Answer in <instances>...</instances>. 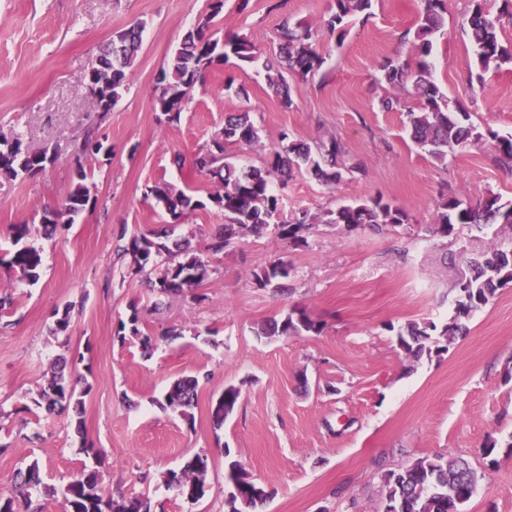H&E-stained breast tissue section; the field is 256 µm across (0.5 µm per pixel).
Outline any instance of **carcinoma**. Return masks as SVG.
<instances>
[{
  "instance_id": "1",
  "label": "carcinoma",
  "mask_w": 512,
  "mask_h": 512,
  "mask_svg": "<svg viewBox=\"0 0 512 512\" xmlns=\"http://www.w3.org/2000/svg\"><path fill=\"white\" fill-rule=\"evenodd\" d=\"M373 0H332L322 27L331 34L344 38L352 18L369 11ZM444 0H423V7L414 31L413 45L418 57L416 67L387 63L384 78L392 86L412 87L418 107L406 112V129L417 148L437 162L445 163L448 155L455 154L483 139L470 123L467 112H452L444 94L432 79L428 57L432 53L433 36L443 28ZM473 7L463 23L475 52L476 63L483 71L512 67V44L499 37L501 16L493 15L483 0H472ZM224 0H209L207 12L197 25L187 32L180 46L173 52L167 69L158 78L159 93L154 108L172 124L180 120L189 93L205 72L214 65L224 64L230 57L253 63L258 49L246 37L232 35L219 40L209 34L214 20L223 12ZM143 26L133 24L119 32L97 55L92 73H83L81 80L91 90L94 110L106 114L121 97L126 73L131 68L142 46ZM318 31L297 22H284L280 29V62H265V80L281 104L292 103L288 75L301 78L315 75L325 63L316 48ZM492 147L498 158L512 162V134L493 135ZM259 127L249 113L236 112L224 119V128L196 153L193 166L211 177L216 190L209 200L224 210V225L212 237L207 251L220 253L246 236H261L273 231L282 241L298 246L306 242L305 234L317 223L333 224L351 232L369 228L385 232L408 223L407 213L391 201L381 197L360 199L341 205L320 215L308 209L286 213L282 207L283 192L295 173L310 174L327 185H336L352 174L340 144L332 139L325 143L292 140L282 134L278 147L272 149L259 166L241 168L232 161L227 147L231 144L254 146L260 142ZM77 169L72 189L61 204L46 208L40 219L38 233L53 235L58 228L75 223L90 203L86 185L88 173L84 162H103L111 159L112 148L99 138L95 129L87 130L79 148ZM54 156L46 147L34 148L25 143L20 134H0V178L16 180L33 176L52 163ZM145 197L161 205L174 223L179 224L191 212L204 207L195 195L177 189L164 181L149 187ZM467 225L479 230L492 224H512V202L488 193L478 204L454 196L437 204L434 224L426 228L431 236L448 237L455 233L456 225ZM13 242L8 263L18 281L35 283L40 278L42 251L31 242L28 224H13L9 228ZM122 254L131 257L130 267L135 274L146 272L155 276L150 282L152 290L160 294L179 293L201 284L209 275L208 256L184 242L167 244L161 235H133L129 243L119 247ZM470 275L457 281L453 315L448 323L437 328L433 322H414L397 333L398 345L413 359L423 354L448 351L457 336L466 333V321L486 306L503 286L512 283V250L493 249L477 257H468ZM289 277L288 262L278 260L267 268L253 272L254 284L265 288ZM140 317L136 306H131L127 320L120 321L116 338H140L144 352L153 349L152 338L141 334ZM323 331V323L302 309H294L281 320L264 322L257 327L258 336H288L302 332L315 335ZM65 360L59 359L46 385L38 392L33 404L46 413L57 407L72 409L77 427H82L84 392H79L71 379L65 377ZM200 378L185 376L175 381L160 406L178 409L186 417L197 402ZM241 389L234 385L224 388L217 400L213 417L222 424L239 403ZM209 469L207 455L196 454L186 460L179 470H170L163 482L182 498L198 502L205 495ZM483 474L471 467L463 458L443 456L423 458L409 467L390 471L383 476V512H465ZM226 481L229 491L225 499L228 512H259L268 497L263 487L256 484L237 462L228 465ZM35 494L53 498L57 489L43 482L37 462L17 471L12 495H0V512H42L43 505L34 503ZM67 512H151L146 498L115 500L101 494L98 473L94 469L82 472L63 489Z\"/></svg>"
}]
</instances>
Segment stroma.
Returning <instances> with one entry per match:
<instances>
[{
	"instance_id": "1",
	"label": "stroma",
	"mask_w": 512,
	"mask_h": 512,
	"mask_svg": "<svg viewBox=\"0 0 512 512\" xmlns=\"http://www.w3.org/2000/svg\"><path fill=\"white\" fill-rule=\"evenodd\" d=\"M225 0L211 28L215 38L242 35L260 51L254 64H223L198 82L179 122L158 123L157 78L208 0H0V131L55 151L56 160L26 179H0V288L13 306L0 316V491L16 470L38 463L44 483L61 488L98 467L104 497L146 496L154 512H225L228 461L239 462L268 493L262 512H383L382 477L435 456L462 457L484 478L466 512H512V283L468 323L467 336L447 353L413 360L397 344L410 322L446 323L454 283L468 275L459 252L512 248V227L483 234L460 227L432 237L437 202H471L487 193L512 200V166L478 143L439 164L403 130L407 91L387 84L385 60H415L413 35L420 0H374L368 19H354L343 41L322 32L330 0ZM471 0H446L445 26L434 38L432 76L450 108L471 114L480 132L512 134V69L479 72L461 29ZM320 31V71L290 77L292 105L268 89L262 63L279 54L283 21ZM145 26L126 87L107 115L94 112L80 76L102 45L134 22ZM233 85H226V78ZM396 97L400 109L380 101ZM249 111L258 146L229 147L238 165H258L282 135L304 141L337 139L359 170L336 187L296 175L286 211H327L380 196L403 208L408 224L376 234L316 224L301 246L269 233L242 238L210 256L196 294L160 295L144 275L131 274L118 254L119 234L168 230L205 249L222 210L192 212L170 225L145 199L165 181L206 197L208 176L192 159L224 126L230 112ZM97 127L112 147L86 184L83 215L55 237L34 236L43 255L36 284L18 282L7 260L12 224H38L44 208L71 188L74 159L86 130ZM290 266L287 292L260 288L251 274L277 260ZM138 307L144 333L158 343L144 355L137 340L115 332ZM71 322L55 323L63 308ZM321 320V334L272 339L258 324L292 309ZM177 329L172 340L165 330ZM72 362L85 390L84 420L68 409L48 415L31 408L57 355ZM203 375L190 418L159 405L172 383ZM242 391L222 427L212 410L225 386ZM492 455H482L486 442ZM209 460L208 491L189 504L163 477L193 455Z\"/></svg>"
}]
</instances>
